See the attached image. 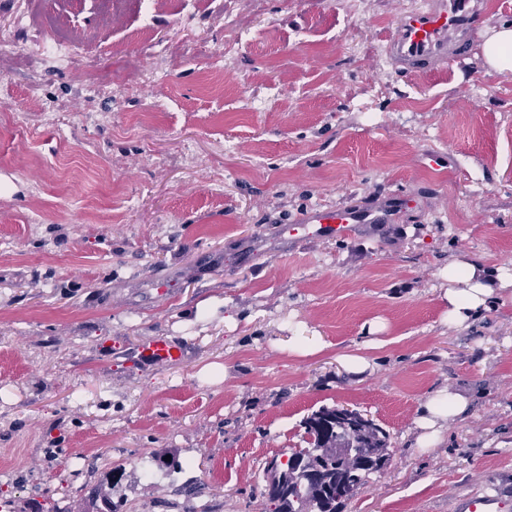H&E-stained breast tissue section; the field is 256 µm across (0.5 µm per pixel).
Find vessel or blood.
<instances>
[{"label":"vessel or blood","mask_w":512,"mask_h":512,"mask_svg":"<svg viewBox=\"0 0 512 512\" xmlns=\"http://www.w3.org/2000/svg\"><path fill=\"white\" fill-rule=\"evenodd\" d=\"M486 8L487 0H423L418 9L398 16L385 52L402 74L452 70L477 42L478 23ZM405 204V199L388 194L336 211L317 207L299 214L295 224L284 226L283 231L292 237L342 238L359 225L392 222ZM139 355L168 362L177 359L179 351L166 337L158 336L141 347ZM454 512H512V497L475 493L459 499Z\"/></svg>","instance_id":"b4317fda"}]
</instances>
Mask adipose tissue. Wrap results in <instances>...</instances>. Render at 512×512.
<instances>
[{"mask_svg": "<svg viewBox=\"0 0 512 512\" xmlns=\"http://www.w3.org/2000/svg\"><path fill=\"white\" fill-rule=\"evenodd\" d=\"M442 276L448 282V323L457 327L486 308L497 290L512 286V272L489 269L476 259L449 261ZM469 404L464 393L446 389L435 392L418 410L417 445L428 448L442 441L449 424L464 415Z\"/></svg>", "mask_w": 512, "mask_h": 512, "instance_id": "obj_1", "label": "adipose tissue"}]
</instances>
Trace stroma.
Here are the masks:
<instances>
[{"mask_svg":"<svg viewBox=\"0 0 512 512\" xmlns=\"http://www.w3.org/2000/svg\"><path fill=\"white\" fill-rule=\"evenodd\" d=\"M419 3L124 0L103 22L95 0H0V503L83 512L119 466L131 512H265L267 462L323 407L389 436L343 512L512 494V288L453 328L440 276L512 263V71L482 45L512 9L453 72L405 76L383 38ZM46 15L82 34L75 61L50 53ZM393 192L395 223L280 234ZM302 331L324 349L282 351ZM156 336L181 358L139 361ZM443 387L470 407L418 448ZM168 455L182 472L144 477L140 459Z\"/></svg>","mask_w":512,"mask_h":512,"instance_id":"stroma-1","label":"stroma"}]
</instances>
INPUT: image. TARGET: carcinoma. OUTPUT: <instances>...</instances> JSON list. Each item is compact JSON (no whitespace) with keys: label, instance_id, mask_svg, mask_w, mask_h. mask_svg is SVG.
I'll return each mask as SVG.
<instances>
[{"label":"carcinoma","instance_id":"obj_1","mask_svg":"<svg viewBox=\"0 0 512 512\" xmlns=\"http://www.w3.org/2000/svg\"><path fill=\"white\" fill-rule=\"evenodd\" d=\"M307 447L295 449L288 461L272 459L263 491L268 512H337L370 475L382 472L390 461L386 431L358 414L341 417L334 408H322L303 421ZM115 474L87 499L85 512H123L125 503L112 501Z\"/></svg>","mask_w":512,"mask_h":512}]
</instances>
